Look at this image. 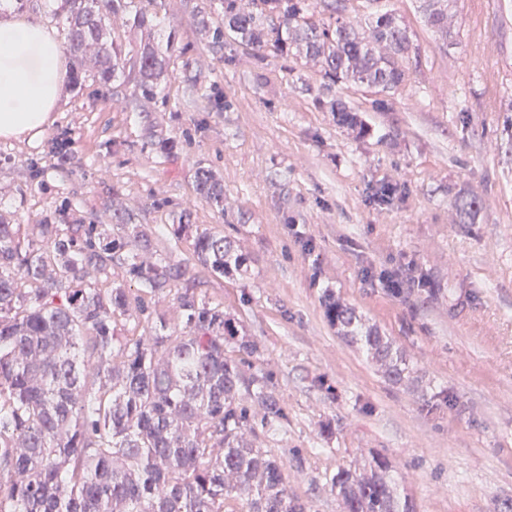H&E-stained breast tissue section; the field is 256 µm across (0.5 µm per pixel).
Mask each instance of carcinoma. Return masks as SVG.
<instances>
[{
  "instance_id": "obj_1",
  "label": "carcinoma",
  "mask_w": 512,
  "mask_h": 512,
  "mask_svg": "<svg viewBox=\"0 0 512 512\" xmlns=\"http://www.w3.org/2000/svg\"><path fill=\"white\" fill-rule=\"evenodd\" d=\"M75 62L76 80L134 84L140 100L164 90L175 52L174 31L162 37L166 0H46ZM224 20L198 21L215 44L224 37L260 52L272 46L321 67L333 82L390 92L404 81L411 48L392 12L364 24L342 19L318 26L308 0H222ZM428 24L450 36L448 0H423ZM126 30L108 27L115 17ZM147 143L162 154L174 142L149 126ZM194 190L224 211V184L195 170ZM116 224H70L64 210L40 224H15L0 213V512H306L288 494L284 464L257 446L256 428L285 419L263 379L246 377L224 353L235 335L224 309L184 292L177 296L183 330L163 318L145 334L119 336L118 318L145 315L119 284L88 279L114 264L140 291L171 290L182 276L166 259L141 260L151 235L130 215ZM193 252L216 275L245 258L221 233H196ZM328 321L359 342L389 381L409 376L392 343L362 328L350 307L325 303ZM373 458L369 471L341 469L332 478L344 512H414ZM234 501L240 508L226 510Z\"/></svg>"
}]
</instances>
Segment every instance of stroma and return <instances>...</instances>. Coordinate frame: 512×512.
Wrapping results in <instances>:
<instances>
[{"instance_id":"35a3bbf8","label":"stroma","mask_w":512,"mask_h":512,"mask_svg":"<svg viewBox=\"0 0 512 512\" xmlns=\"http://www.w3.org/2000/svg\"><path fill=\"white\" fill-rule=\"evenodd\" d=\"M420 5L314 0L319 24L402 17L413 49L403 84L382 92L231 38L214 46L197 20L223 19L220 0H167L186 53L165 98L66 80L37 141L0 139V210L23 224L58 208L78 224L130 213L182 277L144 296L118 264L91 279L125 284L171 327L178 294L194 293L255 345L244 372L287 416L260 442L307 512H342L332 477L376 456L415 512H512V0H453L451 40ZM150 123L175 138L173 154L147 144ZM200 164L221 178L223 210L196 194ZM386 184L394 193L374 200ZM184 214L193 229L179 235ZM197 227L229 237L244 267L216 276L197 263ZM384 272L413 285L393 294ZM330 294L392 342L409 381L338 335Z\"/></svg>"}]
</instances>
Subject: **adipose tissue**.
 Instances as JSON below:
<instances>
[{
    "instance_id": "obj_1",
    "label": "adipose tissue",
    "mask_w": 512,
    "mask_h": 512,
    "mask_svg": "<svg viewBox=\"0 0 512 512\" xmlns=\"http://www.w3.org/2000/svg\"><path fill=\"white\" fill-rule=\"evenodd\" d=\"M63 77L62 52L51 29L0 21V138H39L59 102Z\"/></svg>"
}]
</instances>
